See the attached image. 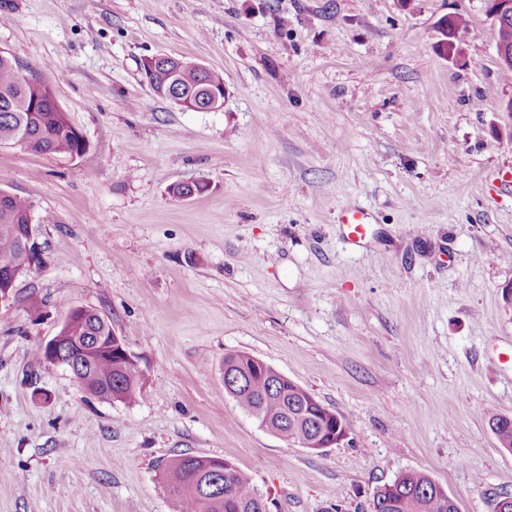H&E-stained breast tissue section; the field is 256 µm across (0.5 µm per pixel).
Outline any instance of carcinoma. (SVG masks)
Masks as SVG:
<instances>
[{"label": "carcinoma", "instance_id": "carcinoma-1", "mask_svg": "<svg viewBox=\"0 0 512 512\" xmlns=\"http://www.w3.org/2000/svg\"><path fill=\"white\" fill-rule=\"evenodd\" d=\"M445 38L463 43L466 21L455 14L444 20ZM157 85L175 87L181 93L197 94L201 88L198 69L170 59L155 65ZM25 143L29 151L39 154L83 158L87 155L79 130L73 126L56 102L52 101L38 111H31L21 73L8 54L0 56V146ZM34 213V205L17 195L9 196L8 211L0 210V274L23 265L22 249L16 231ZM67 344L81 341L85 336H99L101 340L112 335V322L104 315L71 316L59 331ZM229 371L241 378V383L230 395L236 405L250 417L273 424L294 409L311 401V394L301 385L284 384L277 391L270 390L271 377L251 369L246 354L224 357ZM81 384L90 395L102 394L114 383L119 384V401L130 403L141 391L139 367L130 365L116 351L93 349L89 360L79 373ZM492 429L501 448L512 449V425L504 417L491 419ZM335 430V423L326 419H304L288 424L284 440L303 443L317 434L327 437ZM159 475L166 491L180 506V512H260V493L252 476L233 467L225 474L213 471L212 457L190 453L174 454L162 461ZM435 481L425 473L406 471L394 481L376 489L371 512H459L456 500L435 490Z\"/></svg>", "mask_w": 512, "mask_h": 512}]
</instances>
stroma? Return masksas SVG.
Instances as JSON below:
<instances>
[{
	"label": "stroma",
	"instance_id": "35a3bbf8",
	"mask_svg": "<svg viewBox=\"0 0 512 512\" xmlns=\"http://www.w3.org/2000/svg\"><path fill=\"white\" fill-rule=\"evenodd\" d=\"M1 50L89 156L0 146V190L50 218L0 307V512H179L157 463L180 452L248 471L272 512H369L408 470L460 512L512 492L489 427L512 417V197L487 186L512 171V71L485 0H0ZM160 54L222 72L223 108L157 97L140 65ZM193 180L207 192L172 195ZM76 306L134 354L136 401L35 359ZM230 352L347 439L316 453L261 429L224 390ZM369 214L365 211H346L342 217V224H346L347 238L356 246L365 245L367 238L369 222Z\"/></svg>",
	"mask_w": 512,
	"mask_h": 512
}]
</instances>
